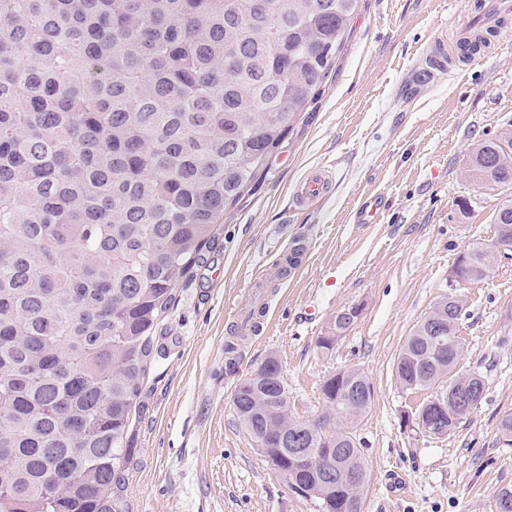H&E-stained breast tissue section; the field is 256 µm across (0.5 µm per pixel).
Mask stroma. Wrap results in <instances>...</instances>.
Masks as SVG:
<instances>
[{
	"label": "stroma",
	"mask_w": 512,
	"mask_h": 512,
	"mask_svg": "<svg viewBox=\"0 0 512 512\" xmlns=\"http://www.w3.org/2000/svg\"><path fill=\"white\" fill-rule=\"evenodd\" d=\"M475 2L360 0L312 119L227 214L153 332L157 358L112 489L125 512H317L276 476L233 411L236 386L272 352L299 418L320 413L330 374L354 366L368 377L372 405L355 428L370 475L363 512H493L494 491L512 485V447L497 436L512 411V257L461 290L457 369L482 374L486 392L460 428L443 437L406 428L404 413L428 393L403 390L394 370L405 337L448 293L458 252L493 238L492 216L512 196L463 173L476 141L512 132V16L501 50L417 96L400 92L420 48ZM320 166L332 173L330 194L297 206L296 183ZM374 196L385 202L381 222L356 223ZM354 305L357 322L321 353L317 338ZM393 473L407 482L395 497Z\"/></svg>",
	"instance_id": "1"
}]
</instances>
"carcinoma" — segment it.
<instances>
[{
    "label": "carcinoma",
    "mask_w": 512,
    "mask_h": 512,
    "mask_svg": "<svg viewBox=\"0 0 512 512\" xmlns=\"http://www.w3.org/2000/svg\"><path fill=\"white\" fill-rule=\"evenodd\" d=\"M359 0H0V512H121L126 436L152 333L224 216L307 121L337 67ZM466 175L512 186V133L469 152ZM512 238V199L494 212ZM473 240L455 275L498 261ZM463 299L450 293L406 337L405 390L449 374L462 388ZM447 337L428 351L430 337ZM233 409L255 443L316 460L335 448L359 471L363 408L320 393L333 424L287 411L282 365L262 361ZM448 404L454 432L467 419ZM287 484L323 480L288 465ZM336 477L319 512H339Z\"/></svg>",
    "instance_id": "carcinoma-1"
}]
</instances>
